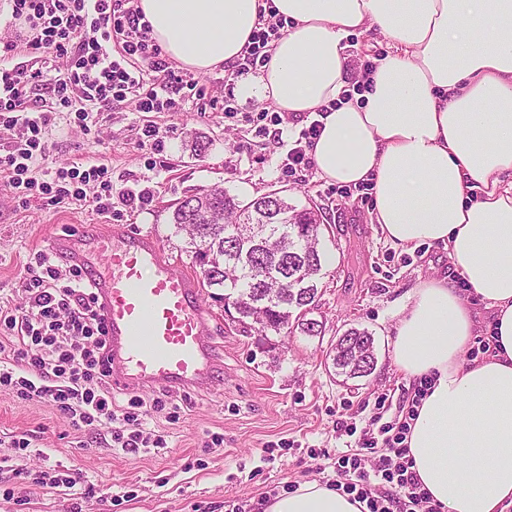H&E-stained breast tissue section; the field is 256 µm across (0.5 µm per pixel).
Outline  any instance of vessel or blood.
Listing matches in <instances>:
<instances>
[{
  "label": "vessel or blood",
  "instance_id": "b4317fda",
  "mask_svg": "<svg viewBox=\"0 0 512 512\" xmlns=\"http://www.w3.org/2000/svg\"><path fill=\"white\" fill-rule=\"evenodd\" d=\"M57 254L97 288L112 349V382L129 389H211L223 375L212 348L214 316L198 278L153 233L119 224L56 236Z\"/></svg>",
  "mask_w": 512,
  "mask_h": 512
}]
</instances>
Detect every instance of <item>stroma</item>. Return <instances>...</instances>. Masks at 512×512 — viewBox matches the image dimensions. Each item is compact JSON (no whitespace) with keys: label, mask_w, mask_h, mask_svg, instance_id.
I'll return each instance as SVG.
<instances>
[{"label":"stroma","mask_w":512,"mask_h":512,"mask_svg":"<svg viewBox=\"0 0 512 512\" xmlns=\"http://www.w3.org/2000/svg\"><path fill=\"white\" fill-rule=\"evenodd\" d=\"M347 44V79L354 83L362 80L369 58L387 53L389 41L370 31L349 37ZM235 106L240 119L231 123L223 113L198 112L190 98L180 111L150 114L130 101L103 113L98 138H86L63 120L47 129L54 165L105 161L113 193L150 188L149 206L119 203L108 214L86 206H22L0 190V300L13 305L21 301L16 286L29 257L47 249L52 237L80 226L120 224L154 233L166 254L190 265L174 234L170 205L202 189L220 188L245 200L280 189L297 207L321 209V246L336 259L323 266L316 306L308 313L319 324L315 336L294 326L264 337L248 335L222 303L207 300L217 318L213 343L224 377L212 390L189 391L178 422L153 419V427L166 435V447L139 454L107 448L103 434L74 431L55 409L0 391V459L12 457L13 436H28L29 472L57 463L94 486V497L81 502L83 512H226L233 501L261 500L277 486L325 481L327 454L347 442L336 429L337 410L351 408L358 428L368 427L366 405L407 383L391 351L401 306L420 282L454 272L443 245L407 252L387 242L373 220V198L357 190L344 195L317 175H284L282 147L269 138L252 139L247 122L266 101L239 93ZM147 119L172 128L161 168L148 167L149 152L137 145V129ZM353 327L373 334L377 362L371 375L348 380L336 373L330 352L337 337ZM214 432L223 434L224 447L205 452ZM283 439L291 449L280 447ZM267 442L272 452H263ZM312 448L323 450V457L310 458ZM0 485L15 490L13 499L0 498V512H69L63 496L19 482L10 467L0 468ZM128 490L133 500L107 506V498Z\"/></svg>","instance_id":"35a3bbf8"}]
</instances>
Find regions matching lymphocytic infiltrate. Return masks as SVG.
<instances>
[{"label":"lymphocytic infiltrate","mask_w":512,"mask_h":512,"mask_svg":"<svg viewBox=\"0 0 512 512\" xmlns=\"http://www.w3.org/2000/svg\"><path fill=\"white\" fill-rule=\"evenodd\" d=\"M11 2L22 28L16 39L0 40V128L13 134L0 154V187L21 204L112 210L106 164L50 166L46 131L57 118L72 116L92 137L100 114L127 101L141 112H175L188 95L198 111L236 117L232 95H212L162 53L136 0ZM287 30V19L259 15L241 58L228 67L230 77L259 73ZM319 131L314 119L302 127L281 159L284 172L313 170ZM17 292L22 306H0V388L56 409L74 430L107 427L108 447L131 454L166 447L164 434L148 422L160 413L178 421L181 407L166 396L147 401L134 393L126 407L115 408L107 331L81 270L53 252H37ZM430 384L427 376L412 382L396 405L378 396L368 429L358 430L354 416H338L337 428L357 442L337 453L327 484L359 512H445L423 489L408 446Z\"/></svg>","instance_id":"obj_1"}]
</instances>
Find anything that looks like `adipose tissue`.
I'll list each match as a JSON object with an SVG mask.
<instances>
[{"label": "adipose tissue", "mask_w": 512, "mask_h": 512, "mask_svg": "<svg viewBox=\"0 0 512 512\" xmlns=\"http://www.w3.org/2000/svg\"><path fill=\"white\" fill-rule=\"evenodd\" d=\"M150 35L182 67L236 61L263 8L290 20L246 95L280 112H321L317 174L374 185V219L394 246L440 243L461 279L414 288L393 358L431 376L408 439L414 469L446 512L512 504V0H138ZM390 41L363 91L346 78L344 39ZM494 319V351L465 362L471 301ZM264 512H357L318 482Z\"/></svg>", "instance_id": "adipose-tissue-1"}]
</instances>
